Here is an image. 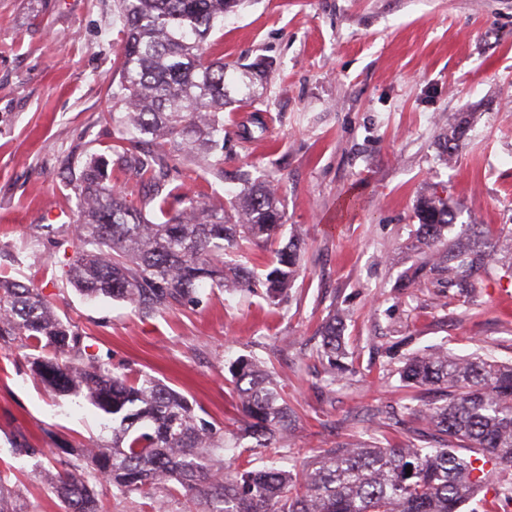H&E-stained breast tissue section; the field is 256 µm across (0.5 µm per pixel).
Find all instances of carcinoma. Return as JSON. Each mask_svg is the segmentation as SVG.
Here are the masks:
<instances>
[{
	"label": "carcinoma",
	"mask_w": 512,
	"mask_h": 512,
	"mask_svg": "<svg viewBox=\"0 0 512 512\" xmlns=\"http://www.w3.org/2000/svg\"><path fill=\"white\" fill-rule=\"evenodd\" d=\"M238 3L118 0L123 41L109 111L116 145L112 160L94 158L82 168L73 237L54 242L71 247L66 282L83 296L149 310L197 305L206 284L249 285L247 268L225 256L256 247L270 253L264 286L276 303L301 267V244L292 238L280 244L282 180L247 186L228 204L167 189V171L182 153H203L214 168L224 164V107L253 101L252 72L229 70L208 42ZM466 135V123L451 126L445 154L455 157ZM167 141L178 149L164 150ZM110 166L149 182L148 202L162 221L128 204L112 186ZM417 219L419 241L443 264L449 284L468 288L461 274L497 260V245L478 242L476 232L446 237L457 213L443 199L422 201ZM342 325L333 314L321 327L320 355L343 371ZM88 340L55 314L43 289L0 277V346L21 342L31 373L46 388L86 398L112 422L111 446L54 452L60 466L54 488L66 512H101L96 488L102 485L125 496L173 484L203 503V512H461L483 502L490 488V472L477 463L512 467V363L457 358L443 349L407 358L400 369L405 386L447 389L439 405L410 407L425 422L413 430L414 442L327 449L300 482L282 459L255 468L226 462L224 449L236 444L197 417L185 397L152 378L113 370ZM232 375L254 447H279L290 415L270 374L242 358ZM10 445L21 456L45 453L21 435ZM457 447L474 449L476 457L458 455ZM0 512H22L2 474Z\"/></svg>",
	"instance_id": "obj_1"
}]
</instances>
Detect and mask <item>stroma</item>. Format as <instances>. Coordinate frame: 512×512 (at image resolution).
<instances>
[{
  "mask_svg": "<svg viewBox=\"0 0 512 512\" xmlns=\"http://www.w3.org/2000/svg\"><path fill=\"white\" fill-rule=\"evenodd\" d=\"M122 26L115 0H0V272L43 288L116 371L184 395L225 433L244 436L232 363L263 362L293 410L288 468L324 448L405 445L410 394L398 370L435 348L512 362V268L468 272L472 291L423 267L416 207L437 194L456 206L453 235L512 228V0H242L211 34L230 68L259 67L253 105L224 110V164L184 157L171 184L207 198L282 177L283 237L304 247V270L272 304L261 284L205 293L164 312L85 300L66 286L67 256L51 243L74 220L73 182L93 154L111 156L113 63ZM265 135L239 137L252 109ZM466 118L454 162L439 147ZM343 315L348 368L334 386L319 353L322 324ZM38 448L110 441L88 401L55 395L22 351L0 349V470L24 512H64L42 456L13 457L5 436Z\"/></svg>",
  "mask_w": 512,
  "mask_h": 512,
  "instance_id": "35a3bbf8",
  "label": "stroma"
}]
</instances>
